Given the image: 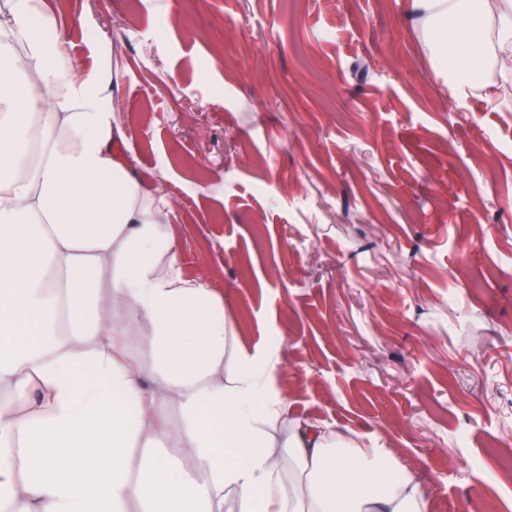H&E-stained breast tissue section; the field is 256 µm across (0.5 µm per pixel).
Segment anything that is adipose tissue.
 I'll return each mask as SVG.
<instances>
[{
    "label": "adipose tissue",
    "instance_id": "adipose-tissue-1",
    "mask_svg": "<svg viewBox=\"0 0 512 512\" xmlns=\"http://www.w3.org/2000/svg\"><path fill=\"white\" fill-rule=\"evenodd\" d=\"M43 2L0 0V389L25 405L0 406V512H429L383 442L292 416L276 350L228 349L118 83ZM407 5L454 93L512 70V0ZM171 408L178 459L154 452Z\"/></svg>",
    "mask_w": 512,
    "mask_h": 512
}]
</instances>
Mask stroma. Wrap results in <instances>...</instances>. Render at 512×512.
<instances>
[{
    "mask_svg": "<svg viewBox=\"0 0 512 512\" xmlns=\"http://www.w3.org/2000/svg\"><path fill=\"white\" fill-rule=\"evenodd\" d=\"M45 2L293 416L383 440L430 512H512V97L454 96L405 0Z\"/></svg>",
    "mask_w": 512,
    "mask_h": 512,
    "instance_id": "35a3bbf8",
    "label": "stroma"
}]
</instances>
